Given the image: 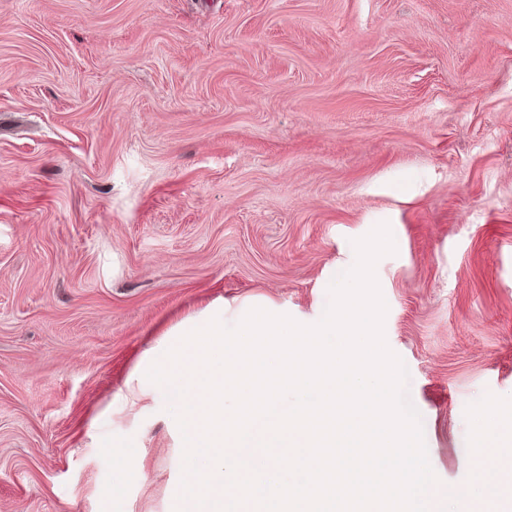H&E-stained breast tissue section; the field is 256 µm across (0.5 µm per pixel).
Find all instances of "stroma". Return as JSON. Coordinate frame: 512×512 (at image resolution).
I'll use <instances>...</instances> for the list:
<instances>
[{
    "label": "stroma",
    "instance_id": "1",
    "mask_svg": "<svg viewBox=\"0 0 512 512\" xmlns=\"http://www.w3.org/2000/svg\"><path fill=\"white\" fill-rule=\"evenodd\" d=\"M383 222L454 512L512 432V0H0V512H169L144 350L219 300L319 322Z\"/></svg>",
    "mask_w": 512,
    "mask_h": 512
}]
</instances>
